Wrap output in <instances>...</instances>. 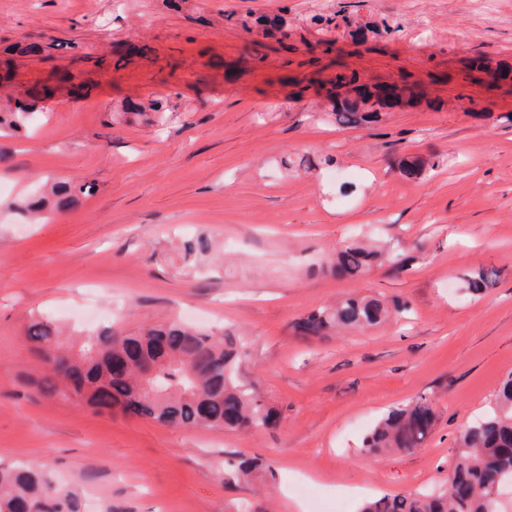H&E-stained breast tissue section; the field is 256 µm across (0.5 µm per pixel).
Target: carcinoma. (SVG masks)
Instances as JSON below:
<instances>
[{
    "mask_svg": "<svg viewBox=\"0 0 512 512\" xmlns=\"http://www.w3.org/2000/svg\"><path fill=\"white\" fill-rule=\"evenodd\" d=\"M52 95V86L39 84L29 91L30 101L0 112V129L18 130L26 125L31 110ZM357 99L334 97L336 124L355 127L378 117L359 111L360 103L375 96L386 102L398 93L379 94L361 85ZM94 187L55 181L51 194L59 203L74 204ZM183 256L206 255L211 240L204 234L183 243ZM391 261L396 270L404 261L391 259L378 249L351 242L336 251L326 267L339 277L357 281L374 265ZM497 272L480 268L465 278L471 295H483L495 287ZM408 311L405 302L387 305L354 291L334 305L311 312L295 324L304 339H321L345 329H369L390 314ZM56 327L36 320L27 328L30 352L45 367L40 382L46 392L57 384L76 397L108 412L148 418L162 424L207 426L236 431L271 428L280 418L256 389L240 380V369L249 359L247 344L233 331L196 330L182 322L152 325L116 336L101 331L75 359L63 351ZM436 421L434 401L418 397L385 413L366 433L362 451L379 454L422 447ZM512 485V374L496 391L494 407L468 425L459 438L456 456L444 487L437 493H386L366 501L359 512H500L496 492ZM0 512H82L77 493L59 488L49 471L37 465L0 467Z\"/></svg>",
    "mask_w": 512,
    "mask_h": 512,
    "instance_id": "obj_1",
    "label": "carcinoma"
}]
</instances>
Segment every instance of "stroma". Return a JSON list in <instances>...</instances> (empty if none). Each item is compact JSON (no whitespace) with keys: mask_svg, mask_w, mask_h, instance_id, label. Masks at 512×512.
<instances>
[{"mask_svg":"<svg viewBox=\"0 0 512 512\" xmlns=\"http://www.w3.org/2000/svg\"><path fill=\"white\" fill-rule=\"evenodd\" d=\"M336 48L316 51L320 5ZM284 17L281 42L257 25ZM362 30L363 39L348 32ZM7 94L66 71L29 132L0 137V466L43 465L79 489L84 512H311L297 485L357 512L367 498L441 486L463 425L512 373V82L472 61L512 66V0H0ZM147 55L113 63L116 44ZM357 73L420 97L378 121L338 126L320 83ZM162 100L164 127L124 113ZM424 161L422 172L401 166ZM94 185L31 223L23 203L46 181ZM209 235L186 266L175 248ZM368 234L405 271L350 282L324 271ZM486 267L481 296L463 279ZM407 302L396 322L305 340L293 326L349 291ZM88 335L171 320L232 328L250 348L240 377L280 409L276 428L173 427L47 394L26 350L30 320ZM431 397L421 448L378 457L363 437L390 408ZM251 460L228 480L227 458ZM496 282L495 269L480 268L465 278V289L471 295H483L494 288Z\"/></svg>","mask_w":512,"mask_h":512,"instance_id":"1","label":"stroma"}]
</instances>
